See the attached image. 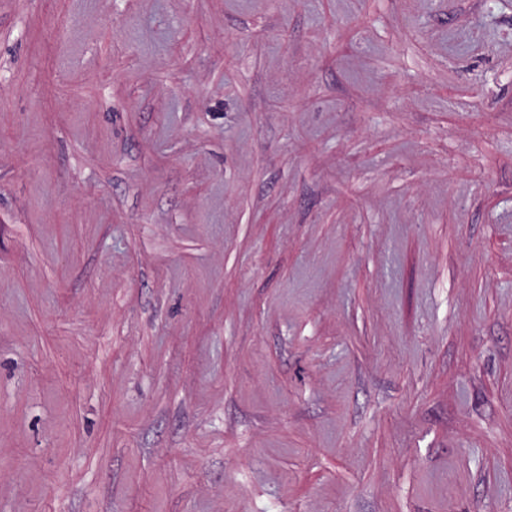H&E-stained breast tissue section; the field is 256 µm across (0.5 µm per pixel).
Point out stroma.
Instances as JSON below:
<instances>
[{
    "mask_svg": "<svg viewBox=\"0 0 512 512\" xmlns=\"http://www.w3.org/2000/svg\"><path fill=\"white\" fill-rule=\"evenodd\" d=\"M0 512H512V0H0Z\"/></svg>",
    "mask_w": 512,
    "mask_h": 512,
    "instance_id": "1",
    "label": "stroma"
}]
</instances>
